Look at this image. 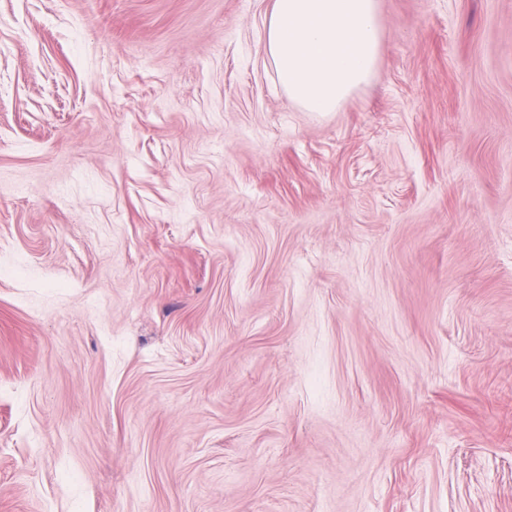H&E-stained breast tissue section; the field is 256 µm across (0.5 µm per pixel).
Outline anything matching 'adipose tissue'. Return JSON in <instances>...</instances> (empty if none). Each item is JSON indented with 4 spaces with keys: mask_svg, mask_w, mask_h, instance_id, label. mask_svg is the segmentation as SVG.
I'll return each instance as SVG.
<instances>
[{
    "mask_svg": "<svg viewBox=\"0 0 512 512\" xmlns=\"http://www.w3.org/2000/svg\"><path fill=\"white\" fill-rule=\"evenodd\" d=\"M380 48L377 0H273L266 50L306 111H336L371 79Z\"/></svg>",
    "mask_w": 512,
    "mask_h": 512,
    "instance_id": "ef3b65f1",
    "label": "adipose tissue"
}]
</instances>
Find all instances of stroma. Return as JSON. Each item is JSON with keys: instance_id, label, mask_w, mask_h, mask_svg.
<instances>
[{"instance_id": "1", "label": "stroma", "mask_w": 512, "mask_h": 512, "mask_svg": "<svg viewBox=\"0 0 512 512\" xmlns=\"http://www.w3.org/2000/svg\"><path fill=\"white\" fill-rule=\"evenodd\" d=\"M272 3L0 0V512H512V0ZM381 48L377 0H274L266 50L288 98L334 112L372 77Z\"/></svg>"}]
</instances>
